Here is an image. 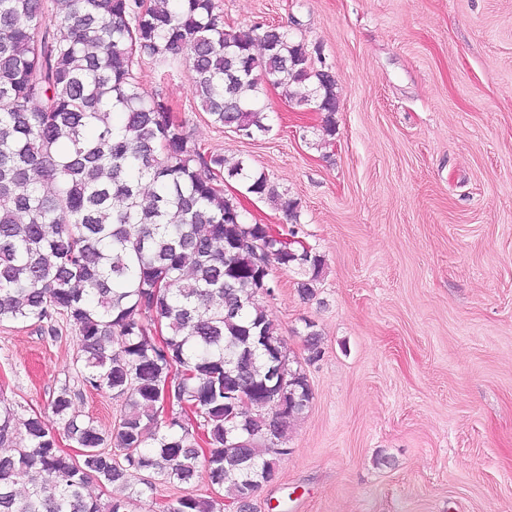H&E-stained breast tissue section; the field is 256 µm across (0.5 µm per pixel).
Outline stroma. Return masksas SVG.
Instances as JSON below:
<instances>
[{"label": "stroma", "instance_id": "1", "mask_svg": "<svg viewBox=\"0 0 512 512\" xmlns=\"http://www.w3.org/2000/svg\"><path fill=\"white\" fill-rule=\"evenodd\" d=\"M240 30L273 24L317 48L336 80L335 131L263 85L268 132L200 112L190 72L146 59L191 139L245 159L298 204L324 260L312 298L296 270L261 300L292 357L306 322L322 356L254 512H512V0H217ZM249 223L288 226L246 194ZM78 338L0 325V400L47 411L62 385L102 428L107 395L81 391Z\"/></svg>", "mask_w": 512, "mask_h": 512}]
</instances>
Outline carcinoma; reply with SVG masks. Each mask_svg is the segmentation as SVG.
<instances>
[{
    "label": "carcinoma",
    "mask_w": 512,
    "mask_h": 512,
    "mask_svg": "<svg viewBox=\"0 0 512 512\" xmlns=\"http://www.w3.org/2000/svg\"><path fill=\"white\" fill-rule=\"evenodd\" d=\"M144 56L186 66L219 128L268 130L258 100L266 83L299 87L290 96L325 113L323 133H333L336 81L308 43L273 25L226 26L215 0H0V323H38L53 339L59 321L74 326L81 385L122 401L105 431L75 410L69 387L52 398L78 458L58 447L46 416L21 419L0 405V512H129L158 483L184 488L164 512H219L216 498L194 492L204 472L248 512L277 470L267 441L288 453V427L312 398L260 303L274 282L261 287L255 271L262 258L296 267L310 298L323 259L288 242L293 227L248 223L224 179L294 221L298 204L245 161L230 165L192 142L169 102L144 94ZM305 328L310 363L321 337L314 323ZM275 364L285 375L278 390L268 379ZM168 379L165 417L158 396ZM229 384L250 395L248 407L231 410ZM184 403L199 409V424ZM92 481L123 494L87 496Z\"/></svg>",
    "instance_id": "cac0c4a2"
}]
</instances>
